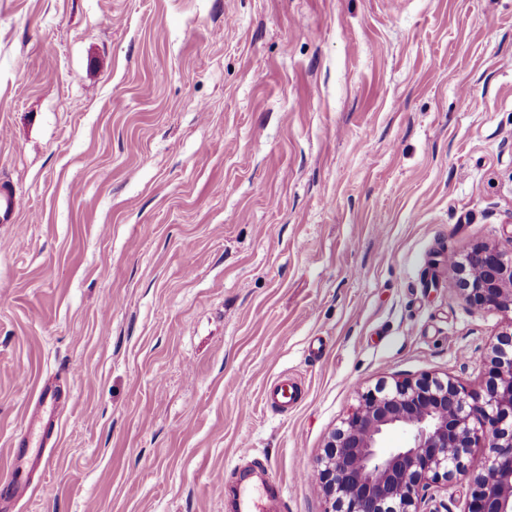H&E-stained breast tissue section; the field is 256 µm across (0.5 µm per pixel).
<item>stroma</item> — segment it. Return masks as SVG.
Segmentation results:
<instances>
[{
    "label": "stroma",
    "mask_w": 512,
    "mask_h": 512,
    "mask_svg": "<svg viewBox=\"0 0 512 512\" xmlns=\"http://www.w3.org/2000/svg\"><path fill=\"white\" fill-rule=\"evenodd\" d=\"M0 187V473L71 386L15 512H225L245 466L324 512L363 392L485 396L512 319L430 263L512 221V0H0ZM70 398L61 376L44 379L28 407L22 432L9 448L10 473L0 481V509L8 512L27 491L33 476L44 470L55 446L61 411Z\"/></svg>",
    "instance_id": "1"
}]
</instances>
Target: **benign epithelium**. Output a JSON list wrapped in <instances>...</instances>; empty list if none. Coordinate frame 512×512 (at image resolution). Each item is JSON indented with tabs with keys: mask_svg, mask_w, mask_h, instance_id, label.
Returning <instances> with one entry per match:
<instances>
[{
	"mask_svg": "<svg viewBox=\"0 0 512 512\" xmlns=\"http://www.w3.org/2000/svg\"><path fill=\"white\" fill-rule=\"evenodd\" d=\"M444 265L472 309L512 314V231ZM484 402L470 403L457 382L423 375L361 394L336 429L312 474L331 508L325 512H420L422 491L457 474L473 477L467 512H512V327L490 352ZM393 428L409 432L401 448L380 441ZM484 443L476 462L471 448Z\"/></svg>",
	"mask_w": 512,
	"mask_h": 512,
	"instance_id": "1",
	"label": "benign epithelium"
}]
</instances>
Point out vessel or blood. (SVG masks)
Here are the masks:
<instances>
[{"mask_svg": "<svg viewBox=\"0 0 512 512\" xmlns=\"http://www.w3.org/2000/svg\"><path fill=\"white\" fill-rule=\"evenodd\" d=\"M70 398L63 377L44 379L36 398L28 407L22 432L14 438L9 450L8 477L0 481V512L12 506L27 491L33 476L44 470L55 446L59 416ZM239 512H266V495L243 486L238 490Z\"/></svg>", "mask_w": 512, "mask_h": 512, "instance_id": "obj_1", "label": "vessel or blood"}]
</instances>
